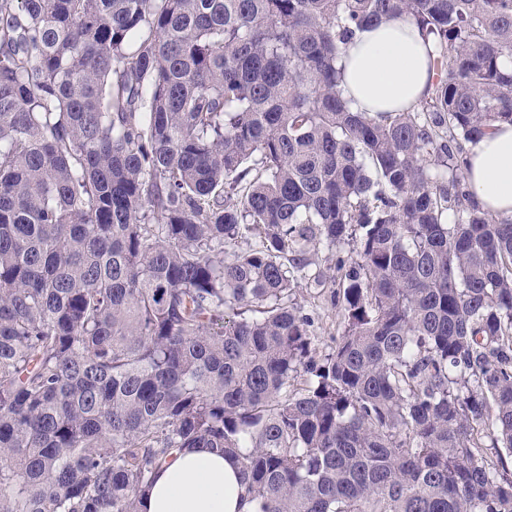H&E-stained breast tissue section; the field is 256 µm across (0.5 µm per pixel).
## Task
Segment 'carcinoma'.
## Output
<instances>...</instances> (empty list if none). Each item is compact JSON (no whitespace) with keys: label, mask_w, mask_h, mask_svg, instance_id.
Wrapping results in <instances>:
<instances>
[{"label":"carcinoma","mask_w":512,"mask_h":512,"mask_svg":"<svg viewBox=\"0 0 512 512\" xmlns=\"http://www.w3.org/2000/svg\"><path fill=\"white\" fill-rule=\"evenodd\" d=\"M397 17L432 89L354 112ZM507 61L512 0H0V512H141L180 448L255 512H512V217L463 176ZM431 43L406 18L358 31L342 50V92L356 112L413 108L428 94L434 72ZM331 288L316 286L314 282H303L296 292V302L304 307L314 318L313 333L320 350L333 344V338L339 333L337 313L331 309L329 295Z\"/></svg>","instance_id":"carcinoma-1"}]
</instances>
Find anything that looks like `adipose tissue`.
<instances>
[{
	"instance_id": "1",
	"label": "adipose tissue",
	"mask_w": 512,
	"mask_h": 512,
	"mask_svg": "<svg viewBox=\"0 0 512 512\" xmlns=\"http://www.w3.org/2000/svg\"><path fill=\"white\" fill-rule=\"evenodd\" d=\"M342 92L357 112H396L418 105L434 73L431 43L395 18L358 31L342 50ZM465 181L472 201L512 216V125L499 124L468 145ZM239 462L216 448H185L155 474L143 512H252L241 497Z\"/></svg>"
}]
</instances>
